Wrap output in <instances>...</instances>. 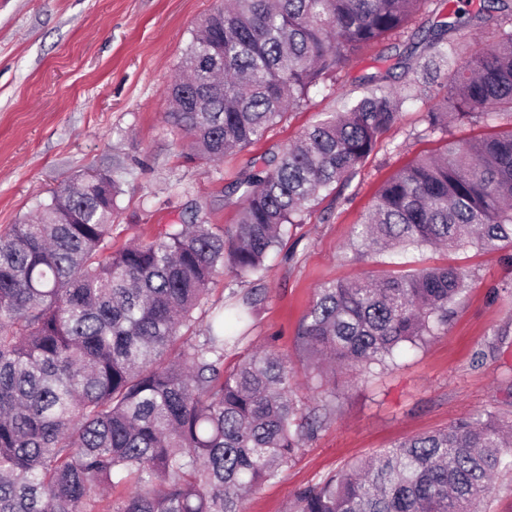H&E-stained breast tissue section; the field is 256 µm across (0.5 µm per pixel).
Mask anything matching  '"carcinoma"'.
<instances>
[{"instance_id": "obj_1", "label": "carcinoma", "mask_w": 512, "mask_h": 512, "mask_svg": "<svg viewBox=\"0 0 512 512\" xmlns=\"http://www.w3.org/2000/svg\"><path fill=\"white\" fill-rule=\"evenodd\" d=\"M423 0H220L194 31L166 89L168 122L209 163L262 140L310 89L361 47L408 29ZM496 45L462 55L448 24L433 32L457 56L428 62L401 87L368 91L229 186L239 223L171 224L112 250L122 193L112 171L74 178L0 234V512H244L331 411L307 409L287 361L263 349L224 368L247 322L250 291L189 335L214 276L228 288L265 270L287 225L347 181L421 84L450 87L422 133L497 117L499 131L451 144L381 187L350 249L373 260L394 248L512 249V4L489 0ZM217 46L224 87L200 58ZM454 266L371 274L316 289L297 332L315 369L368 374L447 330L470 286ZM512 469V419L488 411L417 435L304 489L296 512H474Z\"/></svg>"}]
</instances>
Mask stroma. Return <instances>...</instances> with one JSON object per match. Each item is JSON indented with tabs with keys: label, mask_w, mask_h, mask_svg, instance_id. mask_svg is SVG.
Instances as JSON below:
<instances>
[{
	"label": "stroma",
	"mask_w": 512,
	"mask_h": 512,
	"mask_svg": "<svg viewBox=\"0 0 512 512\" xmlns=\"http://www.w3.org/2000/svg\"><path fill=\"white\" fill-rule=\"evenodd\" d=\"M214 6L215 0H0V233L64 181L116 160L125 167V184L113 249L194 219L233 227L239 207L228 187L243 171L362 97L363 77L387 71L392 85H401L433 53L422 32L455 22L460 10L485 13L488 0H426L409 33L356 52L335 82L312 89L266 138L223 162L189 164L183 133L165 118L164 90L192 30ZM430 105L404 102L357 174L321 193L303 224L289 228L282 248L268 256L263 279L238 285L241 293L258 290L261 300L224 364L271 347L288 360L298 393L311 406L319 381L297 330L320 284L367 271L446 265L468 270L472 284L447 332L423 347L404 348L396 367L366 379L337 373L336 400L322 427L279 479L248 495L244 512H293L297 492L378 449L486 411L512 416V294L494 291L512 282L504 252L422 248L363 262L346 249L383 183L441 148L437 137L421 133ZM485 348L489 356L475 363V352Z\"/></svg>",
	"instance_id": "obj_1"
}]
</instances>
